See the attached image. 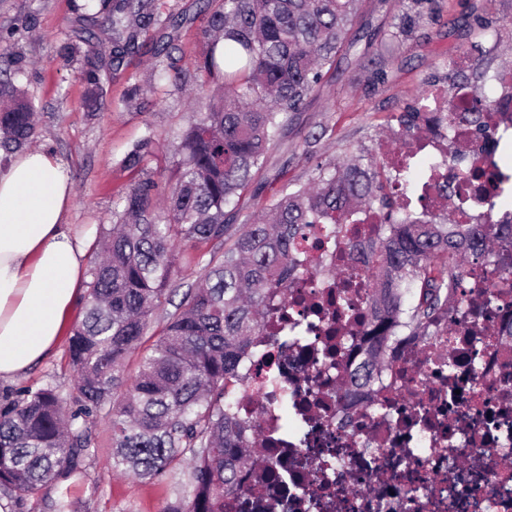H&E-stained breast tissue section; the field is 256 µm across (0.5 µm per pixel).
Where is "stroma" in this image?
I'll list each match as a JSON object with an SVG mask.
<instances>
[{
  "mask_svg": "<svg viewBox=\"0 0 512 512\" xmlns=\"http://www.w3.org/2000/svg\"><path fill=\"white\" fill-rule=\"evenodd\" d=\"M84 0H0V34L13 33L26 61L17 86L32 98L39 122L33 146L54 153L74 187L67 222L87 254H94L121 198L139 179L122 160L134 144L152 136L157 149L146 172L166 185L179 158L182 133L200 82L207 15L198 0H157L160 21L188 18L174 35L170 56L154 57L161 34L143 35L122 66L112 64V34L85 18ZM365 29L349 56L340 58L292 114L288 132L270 150L256 193L244 214L258 213L273 195L307 181L316 164L349 156L376 160L381 145H395L394 115L415 108L424 88L447 82L448 62L463 51H481L477 67L459 69L456 83L473 98L512 91L499 74L512 72V0H363ZM77 46L66 57L63 46ZM94 73L102 94H90L84 76ZM140 82L134 102L126 97ZM68 391L71 370L58 346L14 382L0 384V398L45 384ZM105 422L92 429L94 444L85 470L23 506L6 501V512H43L42 497L65 498L69 512H158L163 499L182 491L177 479L142 482L112 470Z\"/></svg>",
  "mask_w": 512,
  "mask_h": 512,
  "instance_id": "stroma-1",
  "label": "stroma"
}]
</instances>
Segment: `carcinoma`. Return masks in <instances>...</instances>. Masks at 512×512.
I'll return each mask as SVG.
<instances>
[{
    "label": "carcinoma",
    "mask_w": 512,
    "mask_h": 512,
    "mask_svg": "<svg viewBox=\"0 0 512 512\" xmlns=\"http://www.w3.org/2000/svg\"><path fill=\"white\" fill-rule=\"evenodd\" d=\"M359 0H224L209 13L197 70L221 84L197 89L201 101L182 134L168 183L166 213L158 183L138 181L113 212V224L91 261L83 319L67 340L70 399L53 386L27 388L0 403V496L21 501L84 469L92 434L107 421L114 471L141 481L180 473L189 490L160 512H224V494L245 469L271 472L257 429L231 415L226 385L258 337L274 289L312 275L297 264L298 245L315 224L346 221L358 206L387 210L377 235L345 241L349 280L368 289L357 316L346 319L373 337L365 371L386 361L392 337L428 335L448 295L464 286L465 263L500 245L491 283L512 289V223L425 224L392 221L387 166L350 157L320 164L309 184L272 197L268 211L237 223L238 202L265 168L288 114L302 109L338 56L353 45ZM112 31V64L120 63L158 24L155 0H112L102 18ZM23 56L0 45V148L11 153L34 135L38 115L13 78ZM149 136L123 160L144 171ZM196 251L200 281L180 291L183 249ZM418 290L413 307L402 291ZM140 353L132 377L126 367Z\"/></svg>",
    "instance_id": "carcinoma-1"
}]
</instances>
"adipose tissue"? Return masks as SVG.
Listing matches in <instances>:
<instances>
[{
	"label": "adipose tissue",
	"mask_w": 512,
	"mask_h": 512,
	"mask_svg": "<svg viewBox=\"0 0 512 512\" xmlns=\"http://www.w3.org/2000/svg\"><path fill=\"white\" fill-rule=\"evenodd\" d=\"M72 195L47 151L0 166V380L56 348L81 289L86 252L65 224Z\"/></svg>",
	"instance_id": "ef3b65f1"
}]
</instances>
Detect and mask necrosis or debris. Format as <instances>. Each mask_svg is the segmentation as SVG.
<instances>
[{
    "label": "necrosis or debris",
    "instance_id": "obj_1",
    "mask_svg": "<svg viewBox=\"0 0 512 512\" xmlns=\"http://www.w3.org/2000/svg\"><path fill=\"white\" fill-rule=\"evenodd\" d=\"M423 108L429 136L401 137L383 156L400 168L429 154L439 167L415 189L398 183L396 193L412 221L447 194L464 223H481L507 191L500 160L512 157V135L495 115L512 112V93L495 97L480 129L441 123L444 112H473L462 89L430 85ZM462 144L482 157L481 178L448 163ZM380 220L372 210L354 214L335 232L301 243L300 252L315 260L314 279L288 289L275 323L288 344L256 341L234 385L235 415L274 441L285 463L282 483L271 487L243 471L241 491L225 496L224 512H512V289L472 306L485 262L469 265V289L449 299L426 341L402 339L372 383L336 392L364 342L336 325V252L349 231L371 230ZM475 317L492 333L473 335Z\"/></svg>",
    "mask_w": 512,
    "mask_h": 512
}]
</instances>
